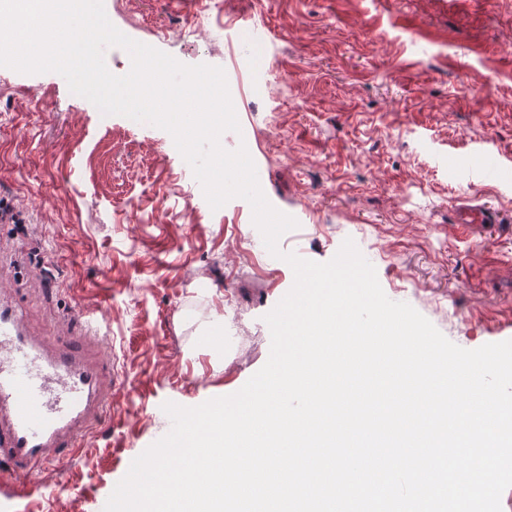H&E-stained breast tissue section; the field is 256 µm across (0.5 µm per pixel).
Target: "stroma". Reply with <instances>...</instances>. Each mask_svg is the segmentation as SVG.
Segmentation results:
<instances>
[{"instance_id":"obj_1","label":"stroma","mask_w":512,"mask_h":512,"mask_svg":"<svg viewBox=\"0 0 512 512\" xmlns=\"http://www.w3.org/2000/svg\"><path fill=\"white\" fill-rule=\"evenodd\" d=\"M126 36L248 90L238 115L279 247L353 239L386 296L465 349L512 339V235L456 237L458 208L512 225V0H104ZM267 41L255 64L245 23ZM0 304L55 340L99 316L112 404L33 472L27 512H97L171 428L164 402L235 393L267 361L294 283L247 201L211 210L168 132L102 116L56 73L0 66Z\"/></svg>"}]
</instances>
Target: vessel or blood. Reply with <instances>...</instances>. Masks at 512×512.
<instances>
[{"instance_id":"vessel-or-blood-1","label":"vessel or blood","mask_w":512,"mask_h":512,"mask_svg":"<svg viewBox=\"0 0 512 512\" xmlns=\"http://www.w3.org/2000/svg\"><path fill=\"white\" fill-rule=\"evenodd\" d=\"M499 221L487 207L462 208L456 217L459 237ZM81 335L50 348L29 336L12 309L0 310V487L26 494L34 470L57 460L61 450L75 451L112 401L104 371L89 360L102 340L93 314L83 317Z\"/></svg>"}]
</instances>
